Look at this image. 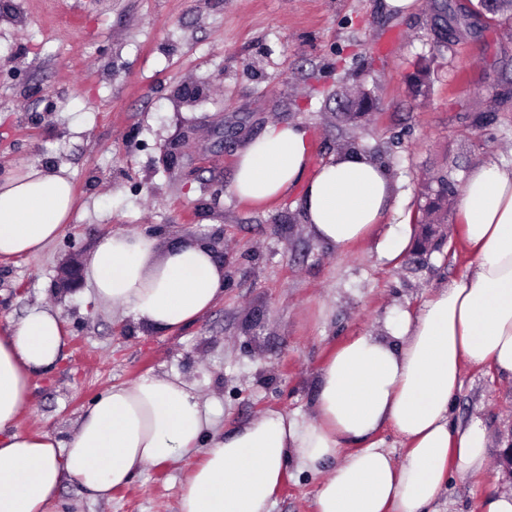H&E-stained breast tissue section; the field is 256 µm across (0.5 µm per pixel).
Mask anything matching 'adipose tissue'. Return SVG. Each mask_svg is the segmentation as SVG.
<instances>
[{
    "instance_id": "ef3b65f1",
    "label": "adipose tissue",
    "mask_w": 512,
    "mask_h": 512,
    "mask_svg": "<svg viewBox=\"0 0 512 512\" xmlns=\"http://www.w3.org/2000/svg\"><path fill=\"white\" fill-rule=\"evenodd\" d=\"M309 155L302 127L269 125L239 151L232 191L261 205L300 188L315 238L339 250L366 239L392 209L388 170L348 151L311 173ZM75 206L63 171L29 164L0 175V257L41 251L64 234ZM456 207L470 273L390 335L352 336L334 348L316 376L308 422L269 409L222 435L193 384L159 373L106 390L68 441L22 431L32 382L66 343L60 312L30 307L0 333V512H63L59 492L69 479L107 499L145 468L189 455L179 512H270L292 462L314 474L335 465L317 488L316 512H428L451 473L486 465V430L452 420L465 368L512 376V169L479 166ZM83 269L97 301L160 332L197 321L224 293L223 265L192 239L161 254L148 234L114 231ZM386 425L406 446L403 461L376 438ZM350 442L358 445L351 453Z\"/></svg>"
}]
</instances>
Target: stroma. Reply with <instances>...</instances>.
<instances>
[{"mask_svg":"<svg viewBox=\"0 0 512 512\" xmlns=\"http://www.w3.org/2000/svg\"><path fill=\"white\" fill-rule=\"evenodd\" d=\"M418 2L398 16L384 0H0V172L61 166L77 197L61 237L0 258V332L36 304L58 309L66 331L56 367L32 383L22 430L68 439L97 395L148 373L193 383L221 433L268 409L311 418L331 349L469 273L453 208L440 246L391 265L376 244L423 216L431 175L450 171L462 186L479 165L512 168V98H496L512 81V18L482 14L439 51L433 0ZM420 62L433 68L425 97L413 87ZM346 85L377 102L351 131L356 150L392 174L398 211L341 252L309 233L299 190L251 206L231 182L238 152L272 123L308 132L310 169L334 157L335 93ZM114 230L146 232L162 251L221 239L223 296L196 323L162 333L98 302L87 284L60 288L62 263L82 261ZM453 416L496 441L487 469L452 474L433 508L483 512L512 439V377L466 369ZM189 468L149 467L108 501L68 480L60 497L71 512H179ZM320 481L289 465L271 512H315Z\"/></svg>","mask_w":512,"mask_h":512,"instance_id":"obj_1","label":"stroma"}]
</instances>
